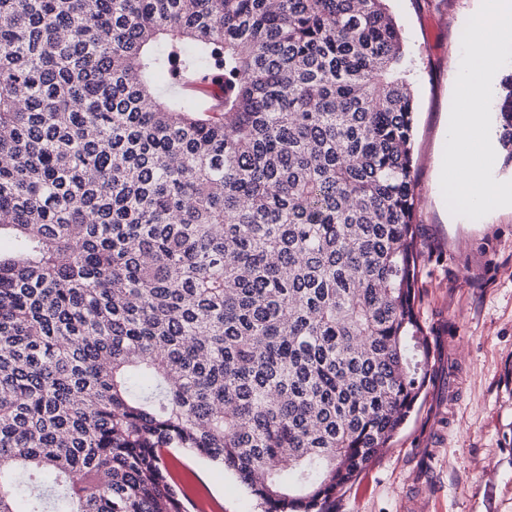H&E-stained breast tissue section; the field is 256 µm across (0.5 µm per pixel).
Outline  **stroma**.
Segmentation results:
<instances>
[{
    "instance_id": "stroma-1",
    "label": "stroma",
    "mask_w": 512,
    "mask_h": 512,
    "mask_svg": "<svg viewBox=\"0 0 512 512\" xmlns=\"http://www.w3.org/2000/svg\"><path fill=\"white\" fill-rule=\"evenodd\" d=\"M480 3H389L416 63V311L437 338V376L336 512H512V207L457 217L440 188L461 36ZM172 471L223 512H260L234 474L206 458L175 450Z\"/></svg>"
}]
</instances>
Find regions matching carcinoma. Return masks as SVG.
<instances>
[{
    "mask_svg": "<svg viewBox=\"0 0 512 512\" xmlns=\"http://www.w3.org/2000/svg\"><path fill=\"white\" fill-rule=\"evenodd\" d=\"M412 75L388 0H0V512H333L434 378ZM170 85L188 92L194 89L208 90L207 98L201 101V104L209 112H220L222 109L224 93L219 85L209 83V79L202 77H189L177 70L171 73ZM171 459L176 479L200 493L204 500L216 499L223 505L220 512H260V507L231 471L215 465L191 451L175 450ZM198 480L203 486L198 485Z\"/></svg>",
    "mask_w": 512,
    "mask_h": 512,
    "instance_id": "cac0c4a2",
    "label": "carcinoma"
}]
</instances>
